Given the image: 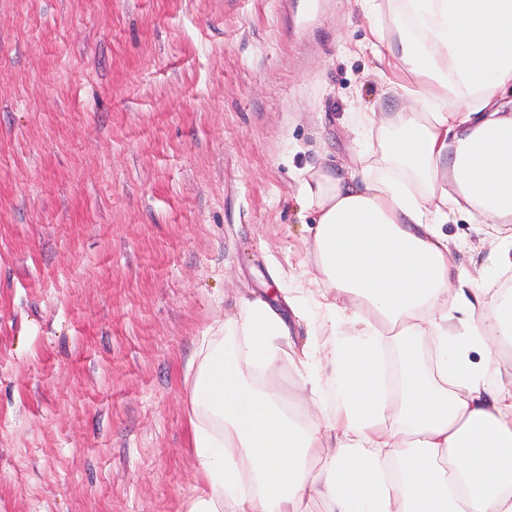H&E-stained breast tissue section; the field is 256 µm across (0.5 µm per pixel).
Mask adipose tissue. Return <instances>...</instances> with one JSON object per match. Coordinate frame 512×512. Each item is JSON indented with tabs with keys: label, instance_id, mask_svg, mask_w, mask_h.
Wrapping results in <instances>:
<instances>
[{
	"label": "adipose tissue",
	"instance_id": "1",
	"mask_svg": "<svg viewBox=\"0 0 512 512\" xmlns=\"http://www.w3.org/2000/svg\"><path fill=\"white\" fill-rule=\"evenodd\" d=\"M386 3L407 105L387 119L355 114L366 148L348 174H301L312 281L335 293L329 326L350 327L325 356L336 452L323 457L319 433L244 376L242 364L270 367L288 334L281 311L249 302L221 325L242 335L237 349L205 345L187 365L203 486L189 512H303L316 497L328 512H512V387L490 381L498 350L512 348V300L476 307L484 288L441 230L454 211L512 224V113L498 108L512 92V0ZM456 312L472 324L453 338ZM391 341L392 386L382 381ZM480 348L481 366L470 357Z\"/></svg>",
	"mask_w": 512,
	"mask_h": 512
}]
</instances>
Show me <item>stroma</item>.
<instances>
[{
  "mask_svg": "<svg viewBox=\"0 0 512 512\" xmlns=\"http://www.w3.org/2000/svg\"><path fill=\"white\" fill-rule=\"evenodd\" d=\"M0 0V512H188L186 366L262 299L289 336L255 384L306 405L325 348L299 171H345L396 112L362 0ZM486 284L489 226L443 227Z\"/></svg>",
  "mask_w": 512,
  "mask_h": 512,
  "instance_id": "35a3bbf8",
  "label": "stroma"
}]
</instances>
